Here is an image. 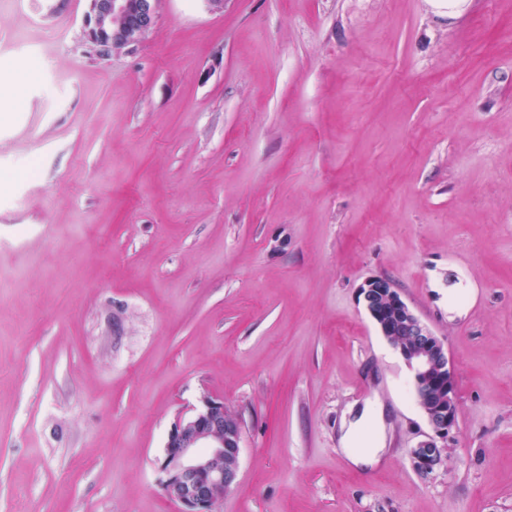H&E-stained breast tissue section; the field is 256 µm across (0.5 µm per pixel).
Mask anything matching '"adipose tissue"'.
Returning a JSON list of instances; mask_svg holds the SVG:
<instances>
[{"label": "adipose tissue", "instance_id": "obj_1", "mask_svg": "<svg viewBox=\"0 0 512 512\" xmlns=\"http://www.w3.org/2000/svg\"><path fill=\"white\" fill-rule=\"evenodd\" d=\"M368 432L365 446L355 447L354 440L361 432ZM339 443L349 463L356 467L378 468L387 453L382 406L378 399L366 400L357 420L342 434Z\"/></svg>", "mask_w": 512, "mask_h": 512}]
</instances>
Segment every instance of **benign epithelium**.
Returning a JSON list of instances; mask_svg holds the SVG:
<instances>
[{"label": "benign epithelium", "instance_id": "1", "mask_svg": "<svg viewBox=\"0 0 512 512\" xmlns=\"http://www.w3.org/2000/svg\"><path fill=\"white\" fill-rule=\"evenodd\" d=\"M85 41L97 54L139 41L157 21L158 0H87ZM363 307L388 343L413 371V394L432 434L409 450L411 464L430 474L442 462L438 440L457 427L460 409L448 348L402 299L391 280L368 279L361 287ZM242 423L224 401L205 395L188 417L179 416L168 432L160 471L163 488L178 512H217L237 483Z\"/></svg>", "mask_w": 512, "mask_h": 512}]
</instances>
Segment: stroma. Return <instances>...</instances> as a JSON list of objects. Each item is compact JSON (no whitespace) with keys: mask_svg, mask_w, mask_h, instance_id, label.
I'll return each mask as SVG.
<instances>
[{"mask_svg":"<svg viewBox=\"0 0 512 512\" xmlns=\"http://www.w3.org/2000/svg\"><path fill=\"white\" fill-rule=\"evenodd\" d=\"M86 9L0 0V512H177L207 394L242 421L219 512H512V0H158L107 57ZM376 276L453 362L426 476ZM362 431L369 432L367 443L362 448H352ZM339 444L346 459L355 467L375 469L383 464L388 448H385L383 409L377 397L365 401L357 420L342 434Z\"/></svg>","mask_w":512,"mask_h":512,"instance_id":"stroma-1","label":"stroma"}]
</instances>
